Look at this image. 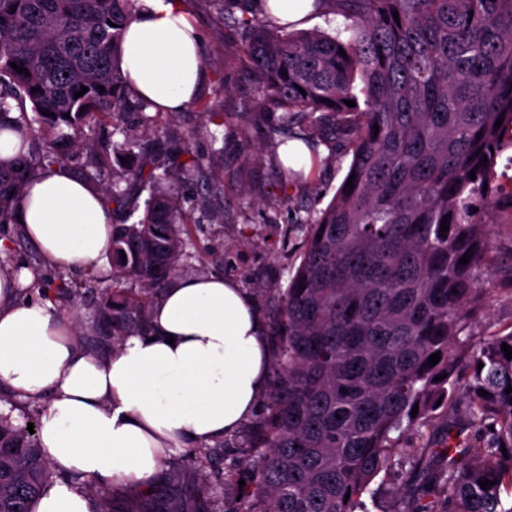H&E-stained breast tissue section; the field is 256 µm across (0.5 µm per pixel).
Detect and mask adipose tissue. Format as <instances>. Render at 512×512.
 Returning a JSON list of instances; mask_svg holds the SVG:
<instances>
[{"label": "adipose tissue", "instance_id": "adipose-tissue-1", "mask_svg": "<svg viewBox=\"0 0 512 512\" xmlns=\"http://www.w3.org/2000/svg\"><path fill=\"white\" fill-rule=\"evenodd\" d=\"M123 69L163 111L191 102L205 68L180 0H140ZM17 214L47 265L111 278L102 258L112 216L98 190L54 165L30 183ZM270 366L263 319L221 275L174 279L154 305L151 332L108 357L79 348L53 303L19 301L14 281L0 277V383L41 403L39 439L64 474L33 512H94L89 479L153 486L176 441L211 444L238 432L270 389Z\"/></svg>", "mask_w": 512, "mask_h": 512}]
</instances>
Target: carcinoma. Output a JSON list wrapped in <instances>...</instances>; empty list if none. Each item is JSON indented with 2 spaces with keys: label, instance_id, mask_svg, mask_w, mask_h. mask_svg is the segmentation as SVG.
<instances>
[{
  "label": "carcinoma",
  "instance_id": "obj_1",
  "mask_svg": "<svg viewBox=\"0 0 512 512\" xmlns=\"http://www.w3.org/2000/svg\"><path fill=\"white\" fill-rule=\"evenodd\" d=\"M210 2L239 36L225 59L251 70L252 111H281L288 137L315 157L320 144L348 142L354 188L340 184L303 221V260L270 313L271 388L242 461L252 474L240 490L248 508L228 496L236 473L204 445L188 454L195 479L169 475L166 494L87 483L96 512H358L374 479L393 473L400 435L422 437L435 419L442 442L415 450L393 512H512V359L501 348L512 347V330L478 342L470 333L488 294L473 270L491 246V225L473 209L512 198V181L496 173L512 149V0H314L317 13L349 21L345 41L291 31L242 0ZM137 8L138 0H0V131L26 150L0 167V226L26 240L13 223L25 186L71 157L112 215H124L112 225V284L49 275L38 253L19 292L93 308L102 347L148 327L151 287L194 245L198 225L165 180L223 191L213 158L193 150L194 134L184 138L188 161L172 174L157 173L143 145L166 125L121 68ZM130 112L139 126L123 122ZM108 119L112 141L96 136ZM126 279L141 287H114ZM3 402L23 423L0 413V512H32L60 472L27 430L39 407L14 395ZM485 479L497 484L484 490Z\"/></svg>",
  "mask_w": 512,
  "mask_h": 512
}]
</instances>
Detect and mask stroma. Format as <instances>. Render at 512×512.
<instances>
[{"label": "stroma", "instance_id": "stroma-1", "mask_svg": "<svg viewBox=\"0 0 512 512\" xmlns=\"http://www.w3.org/2000/svg\"><path fill=\"white\" fill-rule=\"evenodd\" d=\"M184 6L209 58L200 93L204 99L218 102L222 114L209 119L191 105L169 116L173 134L160 146L158 159L168 166L180 163L183 137L208 126L209 135L198 138L193 147L214 154L223 193L191 201L193 216L200 223L197 244L205 248L206 256L188 259L180 273L231 278L263 313L275 289L286 287L290 272L301 262L306 239L300 222L326 207L351 157L337 151L335 159L318 165L313 175L281 187L275 149L278 114L259 116L248 111L254 85L246 68L225 63L224 44L234 33L225 27L209 0H184ZM219 209L227 212L223 223H211V213ZM475 218L491 224L493 239L491 251L476 269L479 282L491 290L482 314L472 325V334L479 339L512 329V201L500 199L492 210L478 208Z\"/></svg>", "mask_w": 512, "mask_h": 512}]
</instances>
